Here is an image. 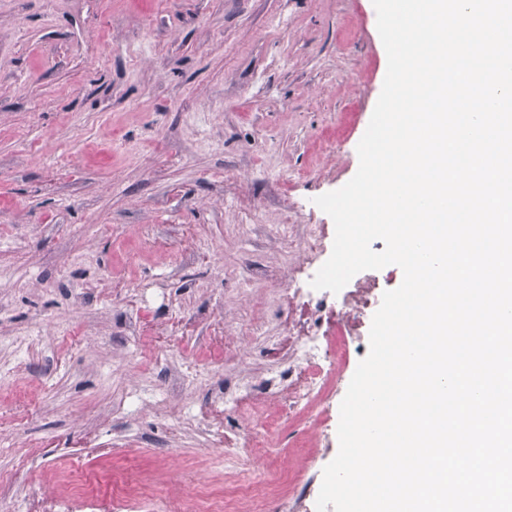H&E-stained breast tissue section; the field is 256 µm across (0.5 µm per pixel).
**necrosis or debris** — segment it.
Returning <instances> with one entry per match:
<instances>
[{
    "mask_svg": "<svg viewBox=\"0 0 512 512\" xmlns=\"http://www.w3.org/2000/svg\"><path fill=\"white\" fill-rule=\"evenodd\" d=\"M275 230L303 253L306 267L287 291L277 295L288 313L276 334H269L256 315L237 335L224 340L228 351L247 346L250 358L259 359L263 365V375L228 379L211 395L213 407L222 410L225 417L252 418L251 424L224 438L225 460L240 468L250 465L253 448L281 423L306 420L313 430H324L339 377L350 364L353 343L380 294L378 281L368 274L334 296L313 289L309 278L322 265L327 227L279 224ZM266 402L274 405V413H255V406ZM144 493V487L137 483L125 484L114 497H98L80 489L50 498L47 512H127L132 499Z\"/></svg>",
    "mask_w": 512,
    "mask_h": 512,
    "instance_id": "obj_1",
    "label": "necrosis or debris"
}]
</instances>
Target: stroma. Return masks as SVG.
<instances>
[{
    "instance_id": "stroma-1",
    "label": "stroma",
    "mask_w": 512,
    "mask_h": 512,
    "mask_svg": "<svg viewBox=\"0 0 512 512\" xmlns=\"http://www.w3.org/2000/svg\"><path fill=\"white\" fill-rule=\"evenodd\" d=\"M387 55L372 0H0V501L34 512L89 473L146 483L134 512L303 475L307 423L224 460L215 359L302 255L277 224L357 172ZM190 344L189 366L176 353ZM196 378L181 385L185 371ZM154 401L133 407L134 389ZM207 418L206 436L185 412ZM117 446L107 460L93 448ZM32 455L40 465L20 468Z\"/></svg>"
}]
</instances>
